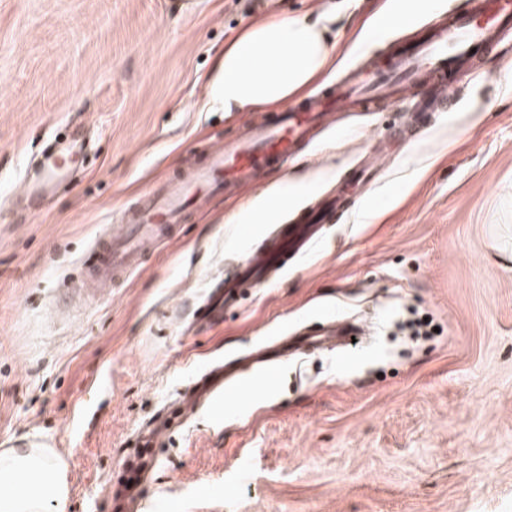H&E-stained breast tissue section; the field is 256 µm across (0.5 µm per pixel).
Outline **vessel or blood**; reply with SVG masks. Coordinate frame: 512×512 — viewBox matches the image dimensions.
<instances>
[{
    "label": "vessel or blood",
    "instance_id": "1",
    "mask_svg": "<svg viewBox=\"0 0 512 512\" xmlns=\"http://www.w3.org/2000/svg\"><path fill=\"white\" fill-rule=\"evenodd\" d=\"M512 35V0H466L463 8L440 14L415 43L396 47L388 62L369 60L344 80L275 114H260L238 136L213 145L205 157L187 156L178 176L155 182L134 204L123 205L118 226L97 240L83 258L81 282L97 289L140 267V259L166 238L187 213L217 195L235 197L241 186L259 183L287 167L317 131L335 125L341 112H379L402 104L409 91L428 86L423 110L447 109L457 92L455 75L477 68ZM83 153L75 137L55 141L39 159V179L25 182L29 200L48 194L67 177ZM310 224L273 231L243 260L242 273L261 284L289 250L310 242Z\"/></svg>",
    "mask_w": 512,
    "mask_h": 512
}]
</instances>
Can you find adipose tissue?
Wrapping results in <instances>:
<instances>
[{
	"label": "adipose tissue",
	"instance_id": "ef3b65f1",
	"mask_svg": "<svg viewBox=\"0 0 512 512\" xmlns=\"http://www.w3.org/2000/svg\"><path fill=\"white\" fill-rule=\"evenodd\" d=\"M431 0H388L370 26L380 36L428 10ZM328 18L299 13L253 24L229 42L210 82L213 104L228 112L265 109L288 101L332 62ZM68 482L54 449L0 450V512H45L48 498L65 501Z\"/></svg>",
	"mask_w": 512,
	"mask_h": 512
}]
</instances>
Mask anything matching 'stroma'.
<instances>
[{
    "instance_id": "stroma-1",
    "label": "stroma",
    "mask_w": 512,
    "mask_h": 512,
    "mask_svg": "<svg viewBox=\"0 0 512 512\" xmlns=\"http://www.w3.org/2000/svg\"><path fill=\"white\" fill-rule=\"evenodd\" d=\"M384 2L0 0V448L65 445V512H121L124 461L162 424L139 512H512V42L461 78L449 112L340 113L286 173L193 212L101 294L76 290L121 205L252 120L205 105L227 41L332 16L336 60L312 94L415 34L367 38ZM75 131L77 170L40 204L19 197L41 151ZM383 141L373 188L350 187L269 286L196 319L272 230L240 214L302 181L278 219L292 223ZM364 208L376 218L356 223ZM347 317L374 335L301 344ZM423 321L428 340L412 341ZM282 342L287 355L210 397L224 358ZM87 401L99 412L71 429Z\"/></svg>"
}]
</instances>
